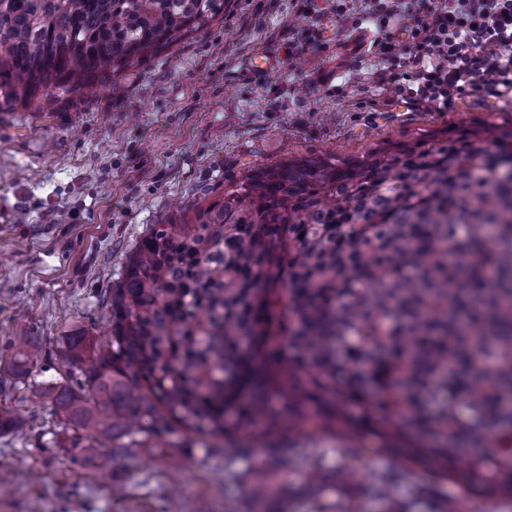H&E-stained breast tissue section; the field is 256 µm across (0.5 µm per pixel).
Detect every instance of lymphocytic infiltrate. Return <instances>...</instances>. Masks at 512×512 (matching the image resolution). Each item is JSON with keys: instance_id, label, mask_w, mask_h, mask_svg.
Here are the masks:
<instances>
[{"instance_id": "lymphocytic-infiltrate-1", "label": "lymphocytic infiltrate", "mask_w": 512, "mask_h": 512, "mask_svg": "<svg viewBox=\"0 0 512 512\" xmlns=\"http://www.w3.org/2000/svg\"><path fill=\"white\" fill-rule=\"evenodd\" d=\"M313 9L300 31H289L287 57L316 45L326 14L345 18L350 0ZM378 25L373 46L382 65L375 81L390 98L432 112L456 109L470 96L486 100L512 94V0H426L414 11L405 0H363Z\"/></svg>"}]
</instances>
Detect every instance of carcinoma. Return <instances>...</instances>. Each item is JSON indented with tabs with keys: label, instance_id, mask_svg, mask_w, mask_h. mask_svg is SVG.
Returning <instances> with one entry per match:
<instances>
[{
	"label": "carcinoma",
	"instance_id": "obj_1",
	"mask_svg": "<svg viewBox=\"0 0 512 512\" xmlns=\"http://www.w3.org/2000/svg\"><path fill=\"white\" fill-rule=\"evenodd\" d=\"M224 0H0V111L51 110L143 67ZM45 395L93 443L178 426L266 449L238 476L264 512H512V121L266 166L154 224L112 290V336ZM382 423L368 467L336 408ZM355 459L295 464L284 433Z\"/></svg>",
	"mask_w": 512,
	"mask_h": 512
}]
</instances>
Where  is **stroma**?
<instances>
[{
  "instance_id": "1",
  "label": "stroma",
  "mask_w": 512,
  "mask_h": 512,
  "mask_svg": "<svg viewBox=\"0 0 512 512\" xmlns=\"http://www.w3.org/2000/svg\"><path fill=\"white\" fill-rule=\"evenodd\" d=\"M307 19L292 0H227L204 32L187 36L121 77V94L83 89L50 112H0V354L30 371L0 405L17 419L0 434V512H245L236 473L260 457L255 434L229 447L174 430L131 433L110 469L99 449L32 390L82 381L62 358L65 336L105 337L112 290L150 225L259 168L315 158L337 165L369 150L457 125L512 119V99L468 98L448 112L386 101L371 48L336 59V41L376 26L328 16L319 45L275 75L242 73V60L279 52L285 29ZM338 63L333 84L316 79Z\"/></svg>"
}]
</instances>
